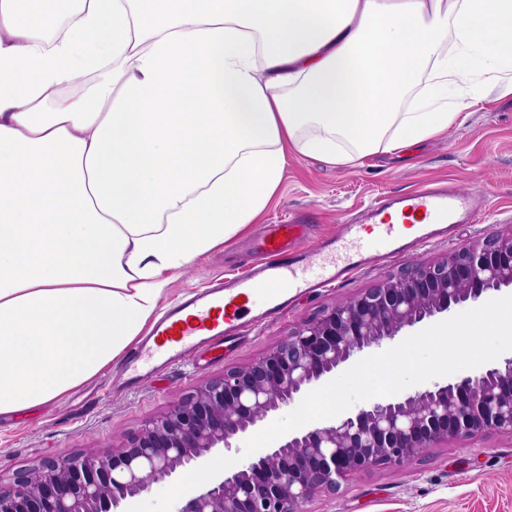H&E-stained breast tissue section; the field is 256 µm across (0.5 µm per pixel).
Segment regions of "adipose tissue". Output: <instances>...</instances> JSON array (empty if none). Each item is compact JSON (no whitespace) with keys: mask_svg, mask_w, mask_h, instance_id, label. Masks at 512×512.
I'll use <instances>...</instances> for the list:
<instances>
[{"mask_svg":"<svg viewBox=\"0 0 512 512\" xmlns=\"http://www.w3.org/2000/svg\"><path fill=\"white\" fill-rule=\"evenodd\" d=\"M247 2L0 0V415L109 364L289 153L355 165L512 95V0Z\"/></svg>","mask_w":512,"mask_h":512,"instance_id":"obj_1","label":"adipose tissue"}]
</instances>
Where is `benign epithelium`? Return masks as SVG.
<instances>
[{"label":"benign epithelium","mask_w":512,"mask_h":512,"mask_svg":"<svg viewBox=\"0 0 512 512\" xmlns=\"http://www.w3.org/2000/svg\"><path fill=\"white\" fill-rule=\"evenodd\" d=\"M512 288V226L433 262L413 261L323 308L252 361L224 369L112 450H65L0 478V512H127L152 485L219 449L332 376L357 354L452 307ZM512 434V357L406 397L296 430L187 492L177 512H309L349 476L402 469L448 442Z\"/></svg>","instance_id":"benign-epithelium-1"}]
</instances>
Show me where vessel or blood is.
<instances>
[{
  "instance_id": "1",
  "label": "vessel or blood",
  "mask_w": 512,
  "mask_h": 512,
  "mask_svg": "<svg viewBox=\"0 0 512 512\" xmlns=\"http://www.w3.org/2000/svg\"><path fill=\"white\" fill-rule=\"evenodd\" d=\"M484 208L483 200L450 185L414 189L383 200L363 220L342 225L339 239L308 252L296 249L297 224L273 225L254 274L196 292L167 310L145 345L127 358L125 382L135 384L161 366L179 363L199 344L223 342L225 333L246 320L279 314L291 292L342 282L363 264L394 254L403 240L400 224H470ZM262 282L270 291H259Z\"/></svg>"
}]
</instances>
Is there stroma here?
Listing matches in <instances>:
<instances>
[{"mask_svg":"<svg viewBox=\"0 0 512 512\" xmlns=\"http://www.w3.org/2000/svg\"><path fill=\"white\" fill-rule=\"evenodd\" d=\"M446 181L484 197L479 222L453 225L447 238H427L410 252L376 261L337 286L296 296L279 315L252 322L223 348L204 347L172 368L152 374L138 387L122 383L123 357L57 401L0 416V471L12 474L74 448L121 446L141 422L163 412L200 384L242 365L284 338L324 307L371 287L404 264L432 261L462 245L512 225V96L483 86L478 101L437 138L409 155L378 153L360 166H336L292 156L276 195L256 221L228 243L167 272L156 309L165 311L188 291L222 275L232 277L253 262L268 225L295 217L304 223L301 246L332 238L383 197ZM310 512H512V436L490 433L432 449L425 462L402 470L353 474L344 490L317 496Z\"/></svg>","mask_w":512,"mask_h":512,"instance_id":"obj_1","label":"stroma"}]
</instances>
